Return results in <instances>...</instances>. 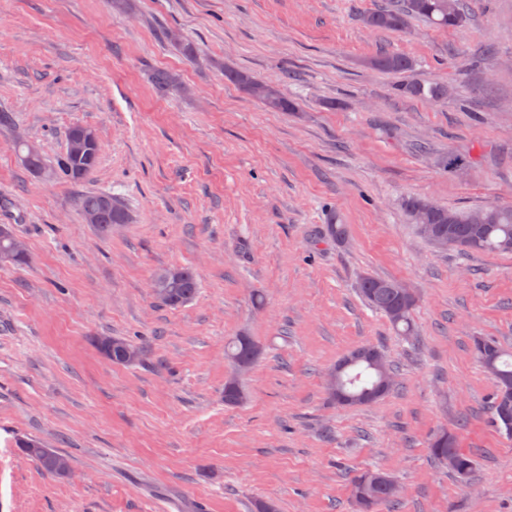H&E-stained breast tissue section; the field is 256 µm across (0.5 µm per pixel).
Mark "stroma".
I'll return each mask as SVG.
<instances>
[{
	"label": "stroma",
	"mask_w": 512,
	"mask_h": 512,
	"mask_svg": "<svg viewBox=\"0 0 512 512\" xmlns=\"http://www.w3.org/2000/svg\"><path fill=\"white\" fill-rule=\"evenodd\" d=\"M380 2L0 0V110L14 122L0 130V204L16 211L0 225L28 252L0 265V512H164L174 499L356 512L350 479L366 469L402 487L398 512H512V438L490 424L492 383L471 354L476 336L512 349V253L435 250L401 208L412 195L512 203V0H465L457 29L367 31L357 15ZM381 50L447 81V101L398 97L397 76L366 64ZM228 69L297 111L266 110ZM157 70L184 92L155 87ZM77 123L100 139L91 178L48 181L18 163L15 137L51 163ZM419 139L470 168L440 171ZM88 191L120 197L133 223L97 234L76 206ZM332 212L345 243L318 236ZM172 266L199 282L180 308L151 292ZM368 274L414 294L412 340L365 305ZM240 333L260 355L229 406L224 344ZM97 336L130 337L144 357L113 364ZM367 343L397 366V386L336 405L328 374ZM443 428L479 451L470 486L429 456ZM35 438L70 457V475L24 454Z\"/></svg>",
	"instance_id": "obj_1"
}]
</instances>
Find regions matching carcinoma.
Wrapping results in <instances>:
<instances>
[{"label": "carcinoma", "mask_w": 512, "mask_h": 512, "mask_svg": "<svg viewBox=\"0 0 512 512\" xmlns=\"http://www.w3.org/2000/svg\"><path fill=\"white\" fill-rule=\"evenodd\" d=\"M424 19L431 25L450 29L463 23L465 11L462 0H387V3L367 13L358 15L362 27L369 31H404L410 20ZM166 39L179 48L183 55L194 60L199 48L186 41L173 30ZM367 64L381 72L399 74L413 69V61L401 54L381 52L371 57ZM230 80L244 87L255 99L269 110L287 112L293 105L275 88L260 83L242 71H224ZM396 94L439 103L448 99V85L442 82L411 80L395 86ZM84 129L92 135L94 147L75 153L66 149L56 164L48 168L39 147L19 140L14 149L20 163L37 175L51 179L80 184L97 170L100 160V144L95 128L85 124H74L66 133L71 141L76 131ZM437 167L450 175L470 165V157L461 153L447 152L434 155ZM77 206L82 217L94 215V224L104 234L112 233L115 224H128L131 215L120 199L110 192L91 191L78 196ZM403 207L410 223L433 247H453L465 254L512 253V205L491 206L468 212H459L440 206L426 198L411 196L404 200ZM7 233H0V262L20 264L26 261L24 249L8 225ZM325 234L340 243L348 235V227L341 217H336L324 227ZM154 298L161 304L180 307L195 297L199 290L194 273L187 267H168L156 273L153 283ZM359 293L367 306L383 314L393 331L410 339L416 335L413 320L415 299L399 282L366 275L361 278ZM96 346L112 362L131 365L142 360L144 350L131 340L121 336H103L95 339ZM258 354L252 337L239 335L226 346L227 357L241 369L248 368ZM472 355L492 378L491 424L498 430L512 435V351L494 341L477 336L473 340ZM330 397L345 406H365L383 398L394 386L393 366L384 358L382 350L373 344L357 347L340 359L329 375ZM245 393L238 381L224 384V402L240 404ZM24 453L47 473L66 476L70 473L69 458L38 441L22 443ZM432 458L448 467L454 477H459L463 468L473 475L475 456L457 446L456 435L444 429L430 440ZM397 482L381 471L364 470L351 480V493L360 512H381L386 508L392 512L399 504L395 491Z\"/></svg>", "instance_id": "cac0c4a2"}]
</instances>
